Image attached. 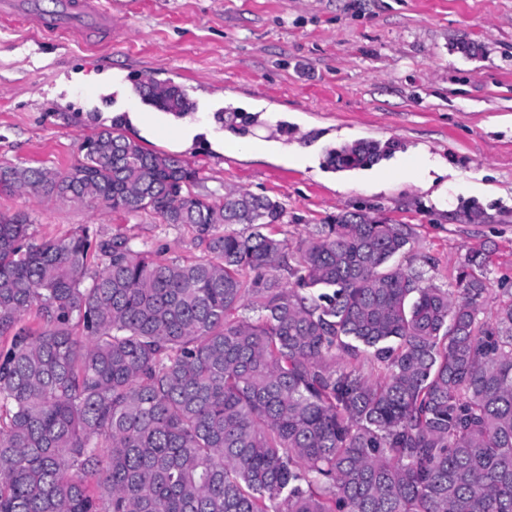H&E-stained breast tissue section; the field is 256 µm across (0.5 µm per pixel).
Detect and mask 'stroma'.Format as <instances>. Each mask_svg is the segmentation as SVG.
<instances>
[{"label":"stroma","instance_id":"obj_1","mask_svg":"<svg viewBox=\"0 0 512 512\" xmlns=\"http://www.w3.org/2000/svg\"><path fill=\"white\" fill-rule=\"evenodd\" d=\"M115 32L59 35L0 23V165L66 169L98 131L80 113L144 112L140 97L88 83L110 71L125 86H180L202 118L286 139L309 162L288 166L214 153L182 159L187 190L222 200L244 190L280 201L290 245L349 212L414 231V268L447 286L470 251L486 252L489 308L512 299V0H102ZM361 139L395 143L443 171L417 185L336 171L327 151ZM35 239L79 226L121 234L168 257L201 255L195 232L150 212L124 213L24 192L0 194Z\"/></svg>","mask_w":512,"mask_h":512}]
</instances>
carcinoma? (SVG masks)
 I'll return each instance as SVG.
<instances>
[{
    "label": "carcinoma",
    "instance_id": "cac0c4a2",
    "mask_svg": "<svg viewBox=\"0 0 512 512\" xmlns=\"http://www.w3.org/2000/svg\"><path fill=\"white\" fill-rule=\"evenodd\" d=\"M135 91L192 109L177 85ZM81 152L0 166L3 193L154 212L203 255L86 226L37 241L0 215V512H512V300L480 317L482 252L425 285L406 224L345 214L292 250L279 201L192 196L193 169L115 124Z\"/></svg>",
    "mask_w": 512,
    "mask_h": 512
}]
</instances>
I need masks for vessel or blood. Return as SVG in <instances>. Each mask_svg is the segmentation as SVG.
Returning a JSON list of instances; mask_svg holds the SVG:
<instances>
[{"label": "vessel or blood", "instance_id": "b4317fda", "mask_svg": "<svg viewBox=\"0 0 512 512\" xmlns=\"http://www.w3.org/2000/svg\"><path fill=\"white\" fill-rule=\"evenodd\" d=\"M14 16L21 17L23 22L39 29L61 34L78 30L84 20L102 26L112 23L111 13L102 8L100 0H60L58 10L49 15L36 9L23 13L19 10L17 0H0V18Z\"/></svg>", "mask_w": 512, "mask_h": 512}]
</instances>
